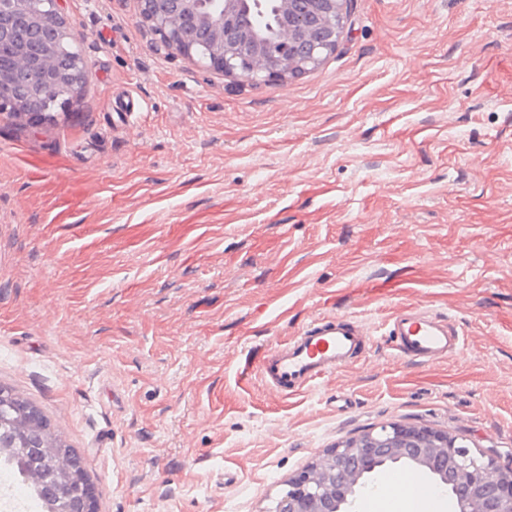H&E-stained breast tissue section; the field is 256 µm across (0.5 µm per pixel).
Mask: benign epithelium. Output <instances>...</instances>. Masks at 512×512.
Listing matches in <instances>:
<instances>
[{"label": "benign epithelium", "mask_w": 512, "mask_h": 512, "mask_svg": "<svg viewBox=\"0 0 512 512\" xmlns=\"http://www.w3.org/2000/svg\"><path fill=\"white\" fill-rule=\"evenodd\" d=\"M138 0L139 22L146 24L166 48L219 72L253 81H284L322 64L336 50L348 21V0H280L277 26L265 32L252 28V0H224V10L204 9L205 0ZM19 10L32 31L51 29L55 40L32 58L18 52L13 67L28 74L29 92L18 96L0 87V119L29 116L43 119L48 111L31 109L30 100L41 86L55 85L79 97L77 73L89 75L90 61L79 51L84 35L71 28L61 0H0V23ZM206 30L210 39L199 43L185 24ZM77 50V70L55 67L58 50ZM410 461L426 468L448 492L454 512H512V463L501 465L475 452L446 431L402 423L371 428L336 442L304 470L288 480L273 512H350L369 478L388 464ZM85 490L95 505L91 484L63 482L56 498L66 500Z\"/></svg>", "instance_id": "1"}]
</instances>
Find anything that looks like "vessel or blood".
Masks as SVG:
<instances>
[{
	"label": "vessel or blood",
	"instance_id": "1",
	"mask_svg": "<svg viewBox=\"0 0 512 512\" xmlns=\"http://www.w3.org/2000/svg\"><path fill=\"white\" fill-rule=\"evenodd\" d=\"M387 335L397 355L423 363L457 353L461 345L458 330L447 319L416 310L396 313ZM369 340V332L351 319L320 318L267 355L260 371L276 392L292 395L348 365ZM422 488L409 472L388 474L382 486L390 501Z\"/></svg>",
	"mask_w": 512,
	"mask_h": 512
}]
</instances>
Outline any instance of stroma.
<instances>
[{
  "mask_svg": "<svg viewBox=\"0 0 512 512\" xmlns=\"http://www.w3.org/2000/svg\"><path fill=\"white\" fill-rule=\"evenodd\" d=\"M338 48L253 84L160 47L137 0H63L77 121H0V386L97 512H268L346 436L424 424L512 461V0H350ZM455 322L418 363L398 311ZM370 326L284 397L268 350ZM387 336L397 355L423 363L457 353L461 345L460 333L447 319L416 310L396 313Z\"/></svg>",
  "mask_w": 512,
  "mask_h": 512,
  "instance_id": "35a3bbf8",
  "label": "stroma"
}]
</instances>
